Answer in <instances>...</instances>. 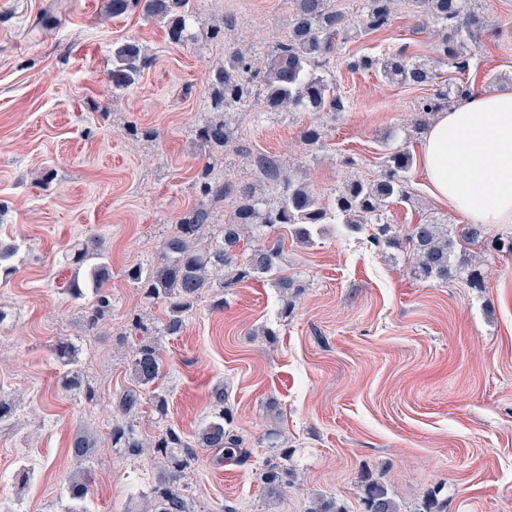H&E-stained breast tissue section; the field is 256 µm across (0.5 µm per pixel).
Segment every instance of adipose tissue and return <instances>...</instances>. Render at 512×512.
Returning <instances> with one entry per match:
<instances>
[{
    "label": "adipose tissue",
    "mask_w": 512,
    "mask_h": 512,
    "mask_svg": "<svg viewBox=\"0 0 512 512\" xmlns=\"http://www.w3.org/2000/svg\"><path fill=\"white\" fill-rule=\"evenodd\" d=\"M421 165L432 196L473 224H512V92L437 113Z\"/></svg>",
    "instance_id": "adipose-tissue-1"
}]
</instances>
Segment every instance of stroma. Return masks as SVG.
Returning a JSON list of instances; mask_svg holds the SVG:
<instances>
[{
	"mask_svg": "<svg viewBox=\"0 0 512 512\" xmlns=\"http://www.w3.org/2000/svg\"><path fill=\"white\" fill-rule=\"evenodd\" d=\"M475 2L492 25L470 43L465 79L475 91H512V0ZM295 6L199 0L194 40L176 44L166 24L140 10L112 15L110 0H0V241L18 248L15 273L0 277L9 314L0 325V393L21 402L19 417L0 427V498L19 512H62L64 481L77 468L73 435L91 428L107 438L115 402L131 385L126 317L165 316L126 271L156 261L172 224L200 200L204 160L193 131L212 112L225 48L271 49ZM227 16L233 27L213 39L212 26ZM127 40L152 63L119 90L109 78L112 49ZM438 40L436 24L418 27L405 2L386 30L349 31L331 60L346 111L268 112L252 96L236 115L233 147L217 158L225 177L272 189L247 162L258 152L276 155L321 196L377 171L389 134L435 88L386 82L349 70L345 59L402 49L432 62L443 81L449 66L435 52ZM310 125L323 129L318 144L301 139ZM408 180L413 205L386 213L398 231L428 217L463 223L431 196L419 167ZM369 234L366 225L328 224L304 245L281 232L288 270L303 285L290 313L268 282L251 280L225 290L220 308L204 294L180 335L159 337L169 411L161 418L142 406L141 431L168 425L193 437L220 383L251 453L246 463L221 464L217 449H197L185 484L199 512H305L317 493L361 512L364 472L404 512H420L433 490L445 512H512V255L486 253L480 286L430 284ZM95 238L111 273L112 310L99 331L65 293L76 275L67 253ZM61 338L80 342L96 401L60 387L50 348ZM272 429L287 439L295 471L278 499L259 479ZM22 465L35 474L21 488L14 473ZM90 467V512H138L132 487L146 482L150 460L100 448Z\"/></svg>",
	"mask_w": 512,
	"mask_h": 512,
	"instance_id": "35a3bbf8",
	"label": "stroma"
}]
</instances>
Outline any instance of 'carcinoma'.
Wrapping results in <instances>:
<instances>
[{"instance_id": "1", "label": "carcinoma", "mask_w": 512, "mask_h": 512, "mask_svg": "<svg viewBox=\"0 0 512 512\" xmlns=\"http://www.w3.org/2000/svg\"><path fill=\"white\" fill-rule=\"evenodd\" d=\"M398 0H360L357 11L343 12L330 5V0H297L288 37L277 42L271 53L257 51L246 56L238 50H224V65L217 71L213 89L216 114L195 129L194 144L201 156H207L235 139V131L226 114L239 111L252 95L255 77L262 76V99L268 112L344 111L345 99L336 92L329 71L335 40L347 36L351 25L363 32L386 29L394 16ZM475 0H413L419 13L441 26L442 37L436 44L439 56L458 72L469 67L467 42L476 39L488 26L487 18L474 6ZM189 0H111L112 14L120 15L131 7L141 8L144 18L168 23L170 39L183 43L192 39L184 9ZM151 64L143 48L134 42L117 46L112 52V84L117 89L132 86L141 72ZM352 70L373 71L388 81L421 86L432 83L433 70L422 60L406 56L402 49L381 56L356 55L350 58ZM470 86L458 82L437 91L433 97L418 103L408 116L415 133L427 129L430 118L444 107L468 97ZM256 171L275 182L274 196L267 199L250 184L234 185L222 176L213 175L205 164L198 180L200 203L174 225L161 245V259L155 265H136L126 276L149 304L164 306L166 317L155 326L136 314L128 322L129 330L139 336L130 354L133 384L117 400L120 418L112 423L110 447L129 456L149 454L158 460L159 468L141 497L144 512H195L194 501L186 493L183 479L196 459L197 448H219L224 456L221 464L238 457L245 461L248 450L244 440L234 433L233 418L224 410V386L212 391L213 412L197 428L194 443L184 439L180 431L165 427L146 437L138 429L136 415L148 404L160 417L168 414L166 392L158 386L162 360L156 345L158 336H175L182 332L185 316L193 310L201 296L215 288H233L250 279L268 281L283 301L300 288L298 280L283 268V247L279 241L269 242L246 254L241 241L250 238L270 239L286 228L297 241L311 244L323 234L324 225L372 224L377 233L373 244L402 249L412 257L413 275L425 282L446 284L462 275L472 281L481 279L479 265L471 252L483 247L486 231L481 224L451 227L434 219L413 225L400 237L384 223L386 207L393 202L410 200L406 173L414 163L413 154L397 147L384 156L377 174L369 179L345 180L328 199L314 194L301 178L285 173L283 162L276 156L257 153L250 157ZM235 194L238 205L229 219L216 208L224 197ZM69 261L84 269L83 282L72 283L69 293L81 301L92 292L94 301L87 306L88 328L98 323L110 310L111 302L105 285L110 279L106 251L97 240L85 244L69 255ZM59 364L60 384L70 392L82 393L86 400L95 398L94 389L84 384L78 370L79 349L72 342H60L54 348ZM19 405L12 398L0 397V427L14 420ZM98 447V436L81 430L71 442V455L83 464L64 487L66 505L63 512H88L87 500L92 485V472L86 463ZM279 460L264 463L261 474L266 495L279 497L291 485L288 449L278 452ZM362 512H401L400 504L389 494L386 485L366 478L361 481ZM309 512H349L334 497H316Z\"/></svg>"}]
</instances>
